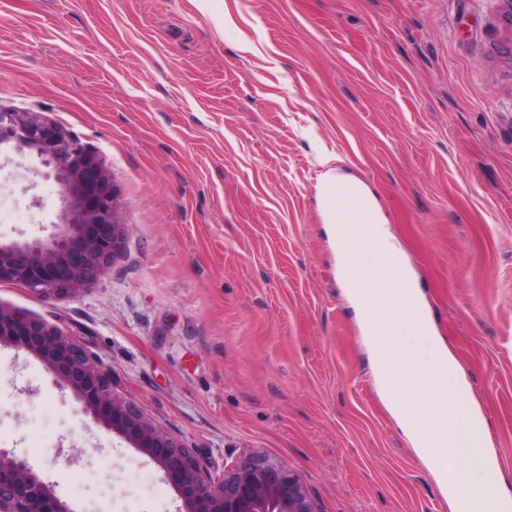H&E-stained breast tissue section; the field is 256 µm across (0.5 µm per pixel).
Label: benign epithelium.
I'll use <instances>...</instances> for the list:
<instances>
[{"mask_svg": "<svg viewBox=\"0 0 512 512\" xmlns=\"http://www.w3.org/2000/svg\"><path fill=\"white\" fill-rule=\"evenodd\" d=\"M9 142L54 164L67 206L51 242L0 245V283L72 297L97 280L120 248L126 225L119 223L117 188L99 157L46 117L0 109V144ZM1 345L41 360L84 414L159 465L182 501L181 512H317L297 475L259 454H242L214 480L188 448L115 391L107 365L61 329L0 306ZM0 512L72 510L55 485L0 450Z\"/></svg>", "mask_w": 512, "mask_h": 512, "instance_id": "7a95c632", "label": "benign epithelium"}]
</instances>
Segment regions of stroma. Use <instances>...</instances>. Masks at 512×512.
<instances>
[{"label": "stroma", "instance_id": "obj_1", "mask_svg": "<svg viewBox=\"0 0 512 512\" xmlns=\"http://www.w3.org/2000/svg\"><path fill=\"white\" fill-rule=\"evenodd\" d=\"M0 109L94 151L122 246L76 296L0 283L213 478L280 462L318 512H452L375 380L323 176L373 195L512 493V7L506 0H0ZM52 166L0 145V244L49 240ZM0 449L72 512H179L163 471L0 347Z\"/></svg>", "mask_w": 512, "mask_h": 512}]
</instances>
